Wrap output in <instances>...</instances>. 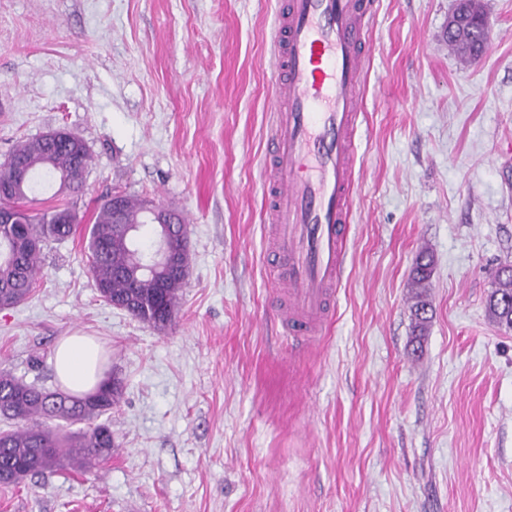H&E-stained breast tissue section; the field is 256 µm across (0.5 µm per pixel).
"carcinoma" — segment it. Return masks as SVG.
<instances>
[{
  "instance_id": "1",
  "label": "carcinoma",
  "mask_w": 512,
  "mask_h": 512,
  "mask_svg": "<svg viewBox=\"0 0 512 512\" xmlns=\"http://www.w3.org/2000/svg\"><path fill=\"white\" fill-rule=\"evenodd\" d=\"M484 36L478 29L463 24L458 28L457 44L474 58L480 57L477 42ZM23 162L30 175L68 180V189L79 194L84 188L85 171L91 161L86 146L71 142L50 141L43 136L19 142L9 154ZM31 191L0 204L16 208L21 224H0V308L13 307L31 293L39 269L43 246L61 242L76 233L68 207L45 209L32 207ZM125 221H142L145 201L122 196ZM87 259L95 288L107 303H119L139 321L158 331L173 322L177 299L186 274L147 270L153 251L127 239L119 225L112 223V208L100 203L93 214L87 233ZM433 259L424 250L414 261L411 315L415 335H425L431 304L427 288ZM487 308L495 322L512 329V275L494 278ZM123 394L121 381L109 377L90 400L65 392H45L8 370H0V416L16 424L12 430L0 431V474L4 487L17 485L29 477L47 471L68 469L88 472L112 455L116 447L112 430L100 418L119 403ZM63 420L71 424L88 423L78 432H54L41 423Z\"/></svg>"
}]
</instances>
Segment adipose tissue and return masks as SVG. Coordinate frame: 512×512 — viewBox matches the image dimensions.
<instances>
[{
    "instance_id": "ef3b65f1",
    "label": "adipose tissue",
    "mask_w": 512,
    "mask_h": 512,
    "mask_svg": "<svg viewBox=\"0 0 512 512\" xmlns=\"http://www.w3.org/2000/svg\"><path fill=\"white\" fill-rule=\"evenodd\" d=\"M105 356L90 337L74 334L56 347L53 366L61 386L76 396L95 391L104 380Z\"/></svg>"
}]
</instances>
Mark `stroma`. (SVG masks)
I'll list each match as a JSON object with an SVG mask.
<instances>
[{"label":"stroma","mask_w":512,"mask_h":512,"mask_svg":"<svg viewBox=\"0 0 512 512\" xmlns=\"http://www.w3.org/2000/svg\"><path fill=\"white\" fill-rule=\"evenodd\" d=\"M456 0H375L350 242L307 343L281 324L263 213L278 0H0V163L63 128L92 160L0 368L54 391L59 339L96 337L124 385L97 469L0 488V512H512V330L487 309L512 262V0L461 69ZM176 210L189 269L160 332L100 298L82 233L113 192ZM432 253L413 348L410 269Z\"/></svg>","instance_id":"35a3bbf8"}]
</instances>
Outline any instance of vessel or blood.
Returning <instances> with one entry per match:
<instances>
[{
    "label": "vessel or blood",
    "mask_w": 512,
    "mask_h": 512,
    "mask_svg": "<svg viewBox=\"0 0 512 512\" xmlns=\"http://www.w3.org/2000/svg\"><path fill=\"white\" fill-rule=\"evenodd\" d=\"M373 8V0H281L278 9L264 205L288 295L281 320L296 336L318 334L340 282Z\"/></svg>",
    "instance_id": "1"
}]
</instances>
